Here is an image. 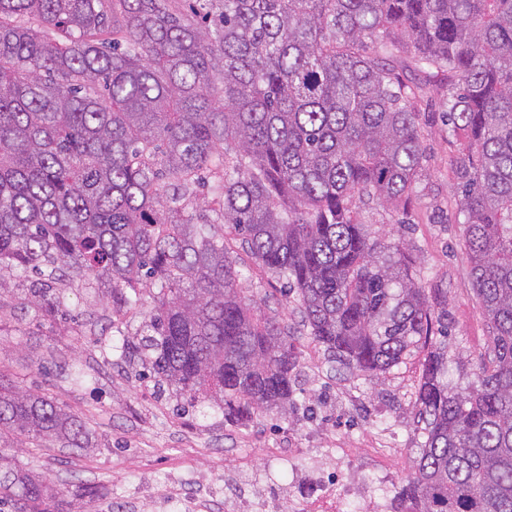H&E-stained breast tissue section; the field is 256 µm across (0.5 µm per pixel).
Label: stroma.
<instances>
[{"label": "stroma", "mask_w": 512, "mask_h": 512, "mask_svg": "<svg viewBox=\"0 0 512 512\" xmlns=\"http://www.w3.org/2000/svg\"><path fill=\"white\" fill-rule=\"evenodd\" d=\"M417 94L426 161L409 200L392 205L356 203L371 238L395 242L408 255L426 291L444 297L448 385L474 380V364L489 345L469 273L459 213L455 145L448 136L443 99L448 76L395 62ZM241 286L265 312L287 320L299 359V389L287 413L268 411L246 425L222 413L182 406L171 391L117 352L154 307L144 294L137 312L104 337L112 317L106 289L61 282L64 313L24 306L38 281L34 273H7L0 296V375L23 391L53 399L84 420L93 448H14L18 465L51 476L64 488V512H184L201 498L226 504L239 486L257 494L249 512H294L312 498L317 478L335 472L349 485L344 512H364L368 497L390 503L418 458L421 430L414 411L424 350L413 351L384 376L366 377L333 361L313 342L296 314V295L242 254Z\"/></svg>", "instance_id": "stroma-1"}]
</instances>
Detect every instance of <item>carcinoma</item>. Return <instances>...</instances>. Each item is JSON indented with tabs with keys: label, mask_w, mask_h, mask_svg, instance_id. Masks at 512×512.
<instances>
[{
	"label": "carcinoma",
	"mask_w": 512,
	"mask_h": 512,
	"mask_svg": "<svg viewBox=\"0 0 512 512\" xmlns=\"http://www.w3.org/2000/svg\"><path fill=\"white\" fill-rule=\"evenodd\" d=\"M448 73L464 248L489 352L448 387L422 363L420 455L392 512H512V0H0V274L107 285L112 316L156 287L122 355L233 425L294 401L288 323L243 295L224 228L298 297L313 341L367 376L433 340L399 246L353 201L409 197L425 151L415 93L371 56ZM208 187L211 214L197 212ZM88 448L87 423L0 379V507L63 490L8 456Z\"/></svg>",
	"instance_id": "obj_1"
}]
</instances>
